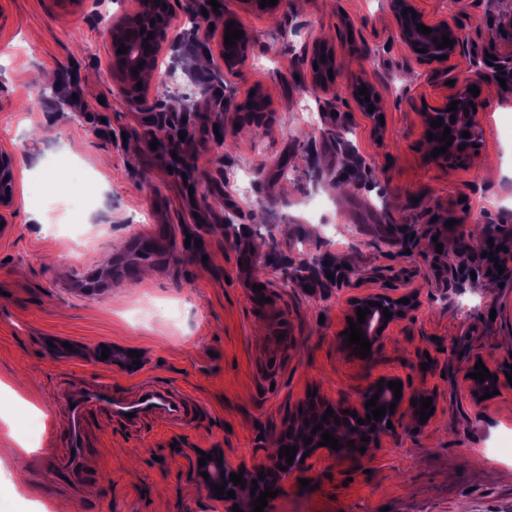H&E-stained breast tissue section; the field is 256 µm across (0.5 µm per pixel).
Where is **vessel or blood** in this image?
<instances>
[{"instance_id":"1","label":"vessel or blood","mask_w":512,"mask_h":512,"mask_svg":"<svg viewBox=\"0 0 512 512\" xmlns=\"http://www.w3.org/2000/svg\"><path fill=\"white\" fill-rule=\"evenodd\" d=\"M172 229L165 224L153 225L148 231L132 236L127 253L112 259V277L118 281L135 280L141 264H163L166 244ZM108 362L113 368L126 372L136 384L128 391L113 389L102 381L85 382L65 379L52 387V400L66 408L68 424L56 440L68 454L63 461L51 462L56 473L88 474L93 454L90 429L98 418H107L115 432L124 434L137 428L146 418L160 417L179 425L189 423L201 410L190 394L157 384L145 377L143 368L133 365L124 345L109 346Z\"/></svg>"}]
</instances>
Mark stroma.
<instances>
[{
  "label": "stroma",
  "mask_w": 512,
  "mask_h": 512,
  "mask_svg": "<svg viewBox=\"0 0 512 512\" xmlns=\"http://www.w3.org/2000/svg\"><path fill=\"white\" fill-rule=\"evenodd\" d=\"M169 2L170 43L134 109L109 68L108 38L134 0H0V154L14 161L12 200L0 210V448L12 451L0 498L11 512H224L190 470L196 451L255 465L309 391L353 402L391 375L432 395L435 418L415 431L406 416L366 451L308 460L267 512H512V454L501 449L512 388L474 401L457 373L464 359L512 370V141L502 139L512 70L473 76L478 150L435 160L426 125L447 93L437 74L512 54V11L499 0H461L456 10L415 0L467 36L446 62L421 63L397 38L391 0H279L270 12L218 0L219 19L200 31L197 0ZM228 16L250 37L232 71L218 52ZM318 40L336 52L326 90L310 87ZM195 55L205 70L188 67ZM171 70L175 82L164 83ZM365 83L383 125L358 105ZM255 91L265 111H245ZM159 117L169 141L153 149L147 130ZM85 176L93 204L80 223L90 238L77 253L46 225ZM36 183L45 197L32 196ZM153 224L177 231L166 266L98 295L68 277L92 266L109 278L113 256ZM193 224L205 238L200 254L178 238ZM475 226L485 237H470ZM244 252L254 257L247 267ZM360 276L393 293L415 288L421 300L366 360L340 337ZM238 278L269 285L288 313L292 337L277 366L265 362L266 324ZM50 336L78 346L82 363L70 365ZM105 341L137 348L156 382L190 391L204 412L185 426L150 418L128 436L100 420L98 480L54 477L48 463L64 450L53 437L66 419L48 396L56 380L133 384L100 360Z\"/></svg>",
  "instance_id": "obj_1"
}]
</instances>
